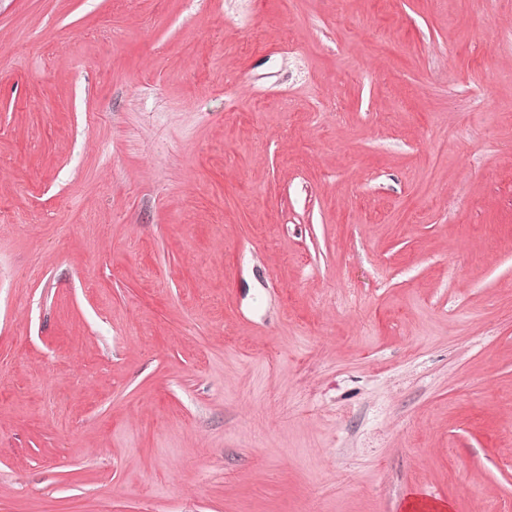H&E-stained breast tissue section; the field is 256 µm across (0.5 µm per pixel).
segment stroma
<instances>
[{
    "label": "stroma",
    "mask_w": 512,
    "mask_h": 512,
    "mask_svg": "<svg viewBox=\"0 0 512 512\" xmlns=\"http://www.w3.org/2000/svg\"><path fill=\"white\" fill-rule=\"evenodd\" d=\"M416 498L512 512V0H0V512Z\"/></svg>",
    "instance_id": "1"
}]
</instances>
